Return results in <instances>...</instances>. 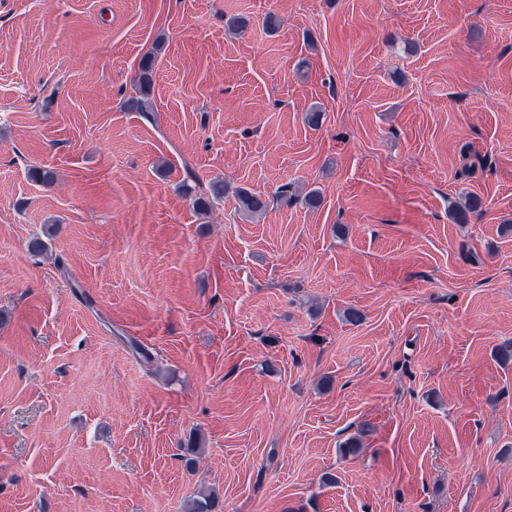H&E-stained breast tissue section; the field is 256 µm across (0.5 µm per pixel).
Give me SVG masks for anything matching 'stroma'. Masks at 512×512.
Instances as JSON below:
<instances>
[{
	"instance_id": "obj_1",
	"label": "stroma",
	"mask_w": 512,
	"mask_h": 512,
	"mask_svg": "<svg viewBox=\"0 0 512 512\" xmlns=\"http://www.w3.org/2000/svg\"><path fill=\"white\" fill-rule=\"evenodd\" d=\"M510 340L512 0H0V512H512ZM166 42L162 38H157L153 42L152 51L149 55L142 58L139 66V84L143 94L147 93V89L151 86L152 73L155 62L165 52ZM236 199L240 212L246 219L258 220L260 219L268 208V202L264 197L250 188L240 186L236 190Z\"/></svg>"
}]
</instances>
